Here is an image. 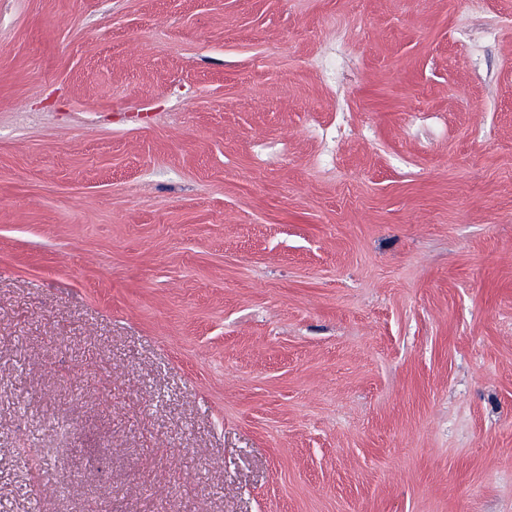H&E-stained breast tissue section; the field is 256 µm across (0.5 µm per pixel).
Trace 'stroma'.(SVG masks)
Segmentation results:
<instances>
[{
	"instance_id": "35a3bbf8",
	"label": "stroma",
	"mask_w": 512,
	"mask_h": 512,
	"mask_svg": "<svg viewBox=\"0 0 512 512\" xmlns=\"http://www.w3.org/2000/svg\"><path fill=\"white\" fill-rule=\"evenodd\" d=\"M0 512H512V0H0Z\"/></svg>"
}]
</instances>
